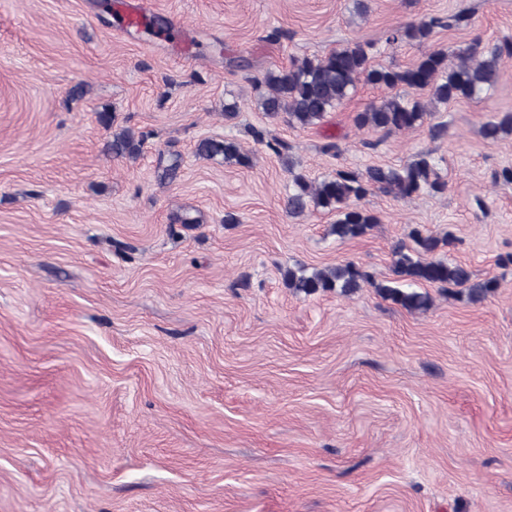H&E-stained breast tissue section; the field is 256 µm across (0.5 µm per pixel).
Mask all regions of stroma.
<instances>
[{
    "label": "stroma",
    "mask_w": 512,
    "mask_h": 512,
    "mask_svg": "<svg viewBox=\"0 0 512 512\" xmlns=\"http://www.w3.org/2000/svg\"><path fill=\"white\" fill-rule=\"evenodd\" d=\"M118 2L0 0V512H512V134H481L512 59L402 133L355 127L368 84L306 128L253 90L354 41L407 67L420 46L386 37L428 17L436 50L512 42V0H144L143 29ZM124 127L137 159L107 149ZM205 137L251 164L196 157ZM283 144L313 179L429 152L448 191L368 195L379 224L342 241L334 215L286 213ZM416 228L497 290L379 297ZM347 262L373 285L283 283Z\"/></svg>",
    "instance_id": "1"
}]
</instances>
